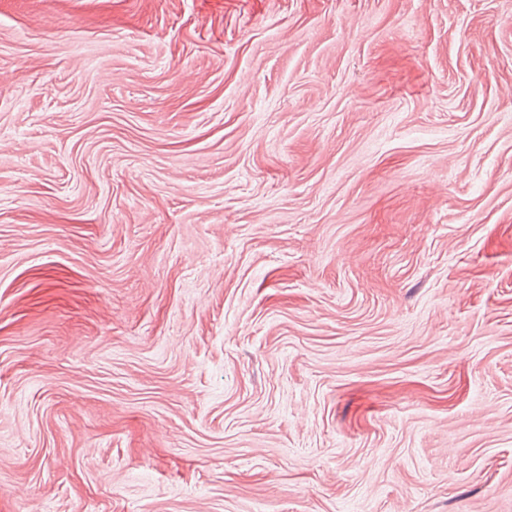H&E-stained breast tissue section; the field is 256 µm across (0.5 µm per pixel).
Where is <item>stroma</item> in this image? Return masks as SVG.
<instances>
[{"label":"stroma","instance_id":"stroma-1","mask_svg":"<svg viewBox=\"0 0 512 512\" xmlns=\"http://www.w3.org/2000/svg\"><path fill=\"white\" fill-rule=\"evenodd\" d=\"M0 512H512V0H0Z\"/></svg>","mask_w":512,"mask_h":512}]
</instances>
